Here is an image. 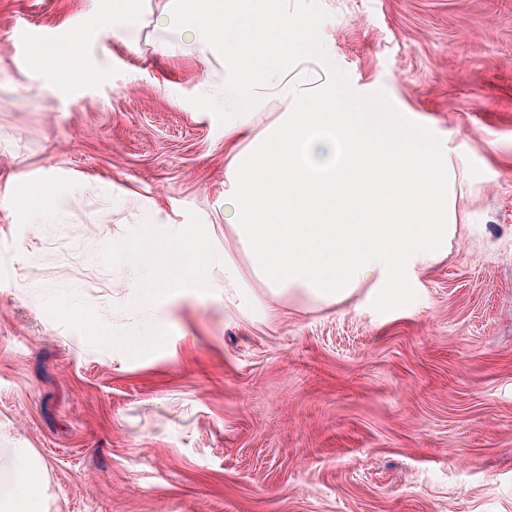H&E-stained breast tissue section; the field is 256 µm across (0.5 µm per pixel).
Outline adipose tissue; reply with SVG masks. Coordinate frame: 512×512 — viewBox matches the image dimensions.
I'll return each instance as SVG.
<instances>
[{
	"mask_svg": "<svg viewBox=\"0 0 512 512\" xmlns=\"http://www.w3.org/2000/svg\"><path fill=\"white\" fill-rule=\"evenodd\" d=\"M164 33L165 47L230 56L247 88L207 94L209 107L232 102L230 129L247 135L250 84L281 70L289 54L307 56L306 27L271 0H167L161 12L124 5L103 23L117 41L141 27ZM224 212L233 242L205 248L187 225L147 227L127 251V286L149 312L180 288L208 291V268H224V309L301 299L314 308L349 300L363 288H394L437 261L455 238L453 182L442 146L399 112H378L338 85L290 111L225 168ZM264 295L254 293V286ZM39 474L17 473L0 512H31Z\"/></svg>",
	"mask_w": 512,
	"mask_h": 512,
	"instance_id": "adipose-tissue-1",
	"label": "adipose tissue"
}]
</instances>
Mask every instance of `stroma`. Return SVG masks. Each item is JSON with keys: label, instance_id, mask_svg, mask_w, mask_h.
I'll return each instance as SVG.
<instances>
[{"label": "stroma", "instance_id": "stroma-1", "mask_svg": "<svg viewBox=\"0 0 512 512\" xmlns=\"http://www.w3.org/2000/svg\"><path fill=\"white\" fill-rule=\"evenodd\" d=\"M119 2L0 0V493L25 448L41 512H512V0H273L318 53L255 85L254 132L322 83L382 88L465 157L461 228L390 298L231 315L186 287L136 349L127 245L188 224L223 250L246 143L203 107L232 63L104 39ZM90 58L101 78L56 96L46 70ZM44 181L73 217L22 222Z\"/></svg>", "mask_w": 512, "mask_h": 512}]
</instances>
